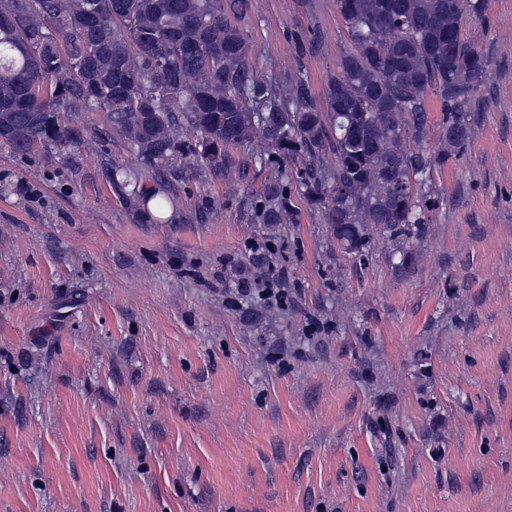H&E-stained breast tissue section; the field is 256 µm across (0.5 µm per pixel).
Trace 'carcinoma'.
Instances as JSON below:
<instances>
[{"mask_svg": "<svg viewBox=\"0 0 512 512\" xmlns=\"http://www.w3.org/2000/svg\"><path fill=\"white\" fill-rule=\"evenodd\" d=\"M85 5L0 0L1 142L69 150L80 133L61 114L90 109L169 184L183 179L179 160L230 172L226 148L258 135L274 173L252 200L256 223L274 233L293 221L297 191L359 261L379 227L395 243V272L412 271L413 241L437 206L433 172L473 136L464 112L490 58L463 26L485 19L486 0H337L351 47L320 97L301 76L286 92L257 80L237 25L251 0ZM430 94L454 135L425 155L410 143L427 138ZM112 182L134 190L138 175L115 166Z\"/></svg>", "mask_w": 512, "mask_h": 512, "instance_id": "1", "label": "carcinoma"}]
</instances>
